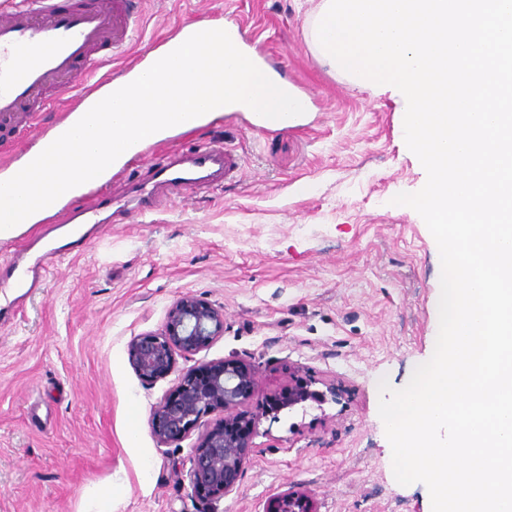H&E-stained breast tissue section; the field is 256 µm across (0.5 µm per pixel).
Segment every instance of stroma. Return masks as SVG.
Masks as SVG:
<instances>
[{
    "label": "stroma",
    "instance_id": "1",
    "mask_svg": "<svg viewBox=\"0 0 512 512\" xmlns=\"http://www.w3.org/2000/svg\"><path fill=\"white\" fill-rule=\"evenodd\" d=\"M322 3L140 0L110 79L176 27L235 19L313 104L294 129L258 133L249 113L227 112L154 142L155 162L221 142L239 168L100 229L0 321V512H265L291 486L318 512H432L425 484L397 483L378 413L380 380L404 388L432 349L439 249L422 217L392 202L427 175L405 144L400 98L318 60ZM186 294L223 310V336L142 380L128 343L159 331ZM224 359L253 367L252 410L297 371L316 389L335 384L339 400L261 418L235 491L206 504L190 483L197 435L159 444L149 418L179 373Z\"/></svg>",
    "mask_w": 512,
    "mask_h": 512
}]
</instances>
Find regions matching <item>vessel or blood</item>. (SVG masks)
<instances>
[{"label": "vessel or blood", "mask_w": 512, "mask_h": 512, "mask_svg": "<svg viewBox=\"0 0 512 512\" xmlns=\"http://www.w3.org/2000/svg\"><path fill=\"white\" fill-rule=\"evenodd\" d=\"M130 5L131 0H12L1 10L0 131L38 126L39 113L53 106L54 96L94 76L104 51L125 47L134 31ZM236 168L232 151L213 144L166 156L120 198L86 182L84 193L69 200L64 241L51 235L33 243L15 227L0 236L10 251L0 263V288L39 291L47 270L77 247L79 227L108 223L114 213L153 212L168 193L224 182Z\"/></svg>", "instance_id": "vessel-or-blood-1"}]
</instances>
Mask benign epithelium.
Instances as JSON below:
<instances>
[{
    "instance_id": "1",
    "label": "benign epithelium",
    "mask_w": 512,
    "mask_h": 512,
    "mask_svg": "<svg viewBox=\"0 0 512 512\" xmlns=\"http://www.w3.org/2000/svg\"><path fill=\"white\" fill-rule=\"evenodd\" d=\"M224 335V312L203 298L184 295L170 308L163 328L134 337L128 357L140 377L156 381L169 376L177 358L196 354ZM255 385L253 369L237 359L197 365L188 370L150 415V429L158 443L168 445L189 436L203 419L213 423L200 435L191 482L195 494L206 501L223 498L236 487L249 461L256 418L243 410ZM336 399V388L311 389L301 376L267 406L274 419L283 409L307 401L323 404ZM266 512H317L312 494L290 487L275 496Z\"/></svg>"
}]
</instances>
